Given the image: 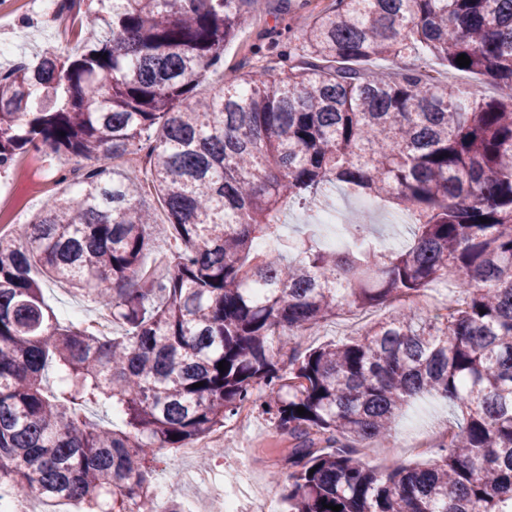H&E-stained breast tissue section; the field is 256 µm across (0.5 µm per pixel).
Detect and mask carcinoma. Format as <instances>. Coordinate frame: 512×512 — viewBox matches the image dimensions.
<instances>
[{
    "instance_id": "1",
    "label": "carcinoma",
    "mask_w": 512,
    "mask_h": 512,
    "mask_svg": "<svg viewBox=\"0 0 512 512\" xmlns=\"http://www.w3.org/2000/svg\"><path fill=\"white\" fill-rule=\"evenodd\" d=\"M250 2L86 0L98 35L77 57L0 72V170L34 154L88 162L20 243L0 238V500L133 512L162 450L249 402L288 437V512H512V0H332L250 47L288 67L197 97ZM420 46L499 98L365 68ZM142 151L174 241L172 270L148 287L135 279L153 211L137 174L113 167ZM330 185L412 215L411 246L382 251L352 224L343 250L313 236L258 250L290 203ZM450 275L447 318L400 305ZM43 277L121 334L61 324ZM387 306L358 340L293 344L346 309ZM423 394L463 414L438 458L370 466L358 447L392 437ZM90 406L125 428L86 422Z\"/></svg>"
}]
</instances>
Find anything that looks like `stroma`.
<instances>
[{
	"instance_id": "35a3bbf8",
	"label": "stroma",
	"mask_w": 512,
	"mask_h": 512,
	"mask_svg": "<svg viewBox=\"0 0 512 512\" xmlns=\"http://www.w3.org/2000/svg\"><path fill=\"white\" fill-rule=\"evenodd\" d=\"M263 10L253 20L251 26L239 33L224 48V65L217 71L206 74L196 88L200 97L210 96L224 82L243 79L249 72L246 64L250 56L249 49L257 43L260 36L282 22L297 23L309 13L317 12L328 6L329 0H264ZM35 10L18 11L0 17V38L9 39L16 46L14 54L0 56V68L5 69L20 61H32L47 52L75 54L92 38L90 28H82L80 34L70 37L61 36L51 26L35 24ZM385 72L396 73L399 67H406L429 74L444 84L460 83L463 87H478L488 98L494 97L497 90L488 83H477L471 75L456 72L439 64L428 55H411L401 59L400 63L383 61ZM143 198L154 209L156 222L148 229L149 247L144 252L142 262L154 281L164 280L170 273L168 258L164 253L167 239V217L154 194L152 187H145ZM373 221V240L377 246L393 250L409 246L412 236L407 224L403 223L398 208L382 207L375 213ZM46 303L53 309L61 323L93 320L96 309L65 284L47 281L42 285ZM387 308L370 310L368 319H361L359 313L344 311L336 318L322 323L313 332L301 338L303 347H315L329 341H343L359 337L368 321L387 317ZM455 412L448 403L438 397L422 395L407 404L400 413L391 440L371 444L365 448V459L371 466L384 469L393 458H401L413 465L431 463L432 456L419 452L417 443L425 438H434L452 426ZM285 436L277 433L269 418L262 413L242 423L238 434L225 441L220 453L216 454L209 465H201L199 459L183 460L178 451L166 450L160 456L158 474L170 475L175 487L174 498L181 502L185 512H204L195 494L185 490L184 485L201 471L212 473L216 479L232 474L236 469L247 467L260 478L262 487L273 496L279 497L288 485L290 468L281 453L287 446Z\"/></svg>"
}]
</instances>
